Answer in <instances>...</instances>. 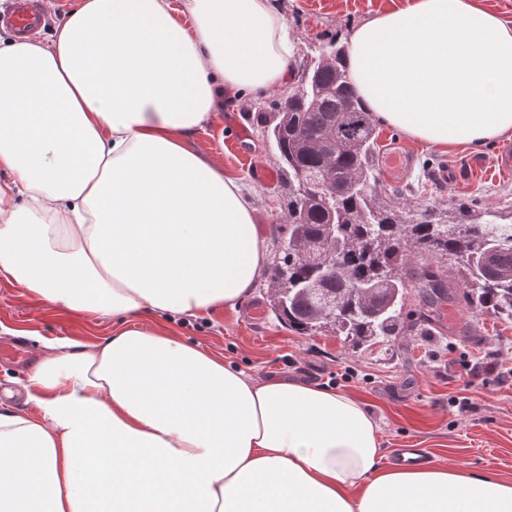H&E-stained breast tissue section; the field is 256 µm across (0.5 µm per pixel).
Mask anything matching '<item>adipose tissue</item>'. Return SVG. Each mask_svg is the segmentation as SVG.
<instances>
[{"instance_id":"adipose-tissue-1","label":"adipose tissue","mask_w":512,"mask_h":512,"mask_svg":"<svg viewBox=\"0 0 512 512\" xmlns=\"http://www.w3.org/2000/svg\"><path fill=\"white\" fill-rule=\"evenodd\" d=\"M346 48L408 137L512 136V24L474 0H409ZM294 56L275 0H75L46 39L0 36V279L113 322L46 343L32 410L0 408V512H512L510 481L382 464L359 399L136 324L250 296L256 209L191 140L225 96L287 86Z\"/></svg>"}]
</instances>
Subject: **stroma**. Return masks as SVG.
I'll use <instances>...</instances> for the list:
<instances>
[{
  "label": "stroma",
  "mask_w": 512,
  "mask_h": 512,
  "mask_svg": "<svg viewBox=\"0 0 512 512\" xmlns=\"http://www.w3.org/2000/svg\"><path fill=\"white\" fill-rule=\"evenodd\" d=\"M276 2L297 40L294 64L300 67L324 43L344 42L353 27L404 0ZM276 100L273 94L227 99L211 125L192 139L197 152L218 159L253 193L271 259L288 235V190L280 180L268 182L258 174L278 168L275 149L262 133ZM377 130L385 190L436 205L461 201L488 215L512 209V172L496 164L502 150H512V138L442 150L383 124ZM395 153L404 159L397 169L387 164ZM441 167L454 175L445 185L433 178ZM268 296L263 276L239 305L175 320L172 328L247 374L294 377L359 398L383 430V463H392L398 449L420 448L431 461H452L472 473L512 481V385L499 382L500 373L512 369V320L461 299L441 307L430 330L355 348L328 333L304 336L288 328L268 311ZM111 328V319L88 320L34 303L0 279V348L22 334L35 356L45 341L99 339ZM469 363L480 369L473 382L466 375Z\"/></svg>",
  "instance_id": "1"
}]
</instances>
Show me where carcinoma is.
I'll return each mask as SVG.
<instances>
[{"label": "carcinoma", "mask_w": 512, "mask_h": 512, "mask_svg": "<svg viewBox=\"0 0 512 512\" xmlns=\"http://www.w3.org/2000/svg\"><path fill=\"white\" fill-rule=\"evenodd\" d=\"M345 47L323 46L298 85L277 101L266 137L288 178V238L269 270L270 306L301 335L332 332L355 346L415 328L405 322L407 290L430 314L457 294L512 320V245L474 222L470 208L417 202L397 207L382 198L373 115L350 81ZM336 236L331 253L325 242ZM423 261L409 268L412 259ZM460 275L453 287L442 267Z\"/></svg>", "instance_id": "carcinoma-1"}]
</instances>
